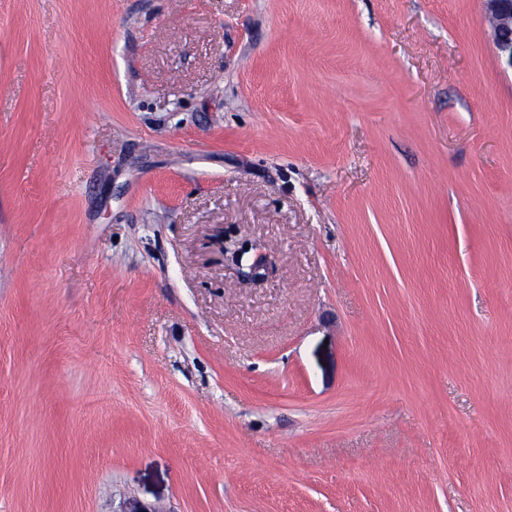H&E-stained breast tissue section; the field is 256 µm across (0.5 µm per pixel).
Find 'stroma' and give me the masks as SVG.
I'll return each mask as SVG.
<instances>
[{
	"mask_svg": "<svg viewBox=\"0 0 512 512\" xmlns=\"http://www.w3.org/2000/svg\"><path fill=\"white\" fill-rule=\"evenodd\" d=\"M512 512V69L484 0H0V512Z\"/></svg>",
	"mask_w": 512,
	"mask_h": 512,
	"instance_id": "obj_1",
	"label": "stroma"
}]
</instances>
